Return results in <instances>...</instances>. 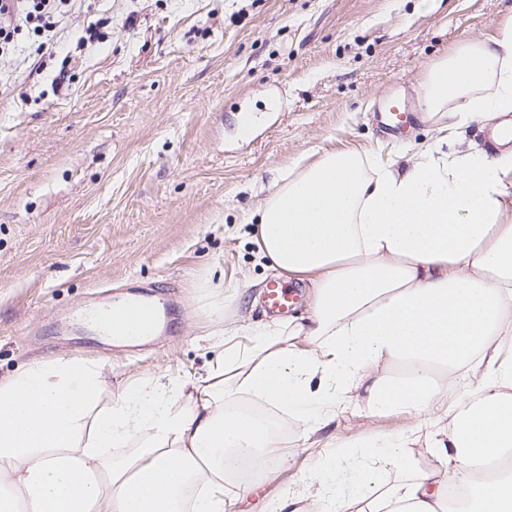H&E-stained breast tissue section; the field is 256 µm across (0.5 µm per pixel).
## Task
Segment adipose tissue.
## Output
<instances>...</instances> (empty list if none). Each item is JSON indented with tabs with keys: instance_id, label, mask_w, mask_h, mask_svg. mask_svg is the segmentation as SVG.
Here are the masks:
<instances>
[{
	"instance_id": "ef3b65f1",
	"label": "adipose tissue",
	"mask_w": 512,
	"mask_h": 512,
	"mask_svg": "<svg viewBox=\"0 0 512 512\" xmlns=\"http://www.w3.org/2000/svg\"><path fill=\"white\" fill-rule=\"evenodd\" d=\"M422 93L444 134L504 123L512 19L462 42ZM442 146L403 169L343 150L289 171L256 241L273 268L308 280L312 318L226 346L205 377L160 375L105 405L102 365L79 356L0 379V512H224L225 449L277 444L246 402L292 412L310 437L358 393L373 414L424 429L433 466L405 455L411 434H383L320 463L315 491L271 512H512V469L480 477L512 455V146ZM461 369L478 374L476 394L457 389ZM388 470L399 477L379 490Z\"/></svg>"
}]
</instances>
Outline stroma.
<instances>
[{"label":"stroma","instance_id":"35a3bbf8","mask_svg":"<svg viewBox=\"0 0 512 512\" xmlns=\"http://www.w3.org/2000/svg\"><path fill=\"white\" fill-rule=\"evenodd\" d=\"M511 17L512 0H70L48 35L22 30L0 56V377L76 354L104 365L106 399L166 371L195 380L223 329L268 322L276 278L308 317L309 283L258 251V208L327 151L410 165L436 125L415 112L385 133L381 100H420L433 65ZM132 283L175 306L170 333L143 346L84 318ZM283 424L293 467L225 487V512H269L331 451L408 421L360 399L309 448Z\"/></svg>","mask_w":512,"mask_h":512}]
</instances>
